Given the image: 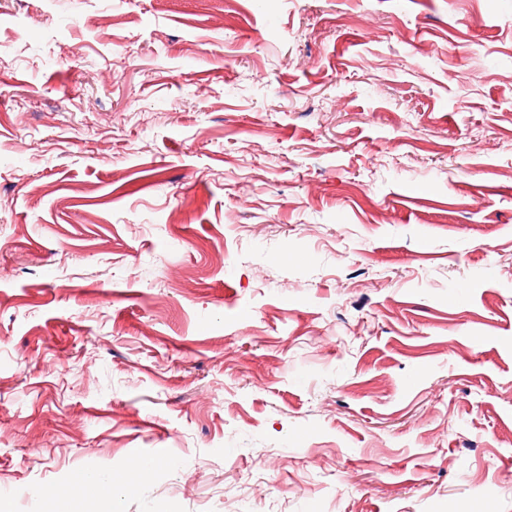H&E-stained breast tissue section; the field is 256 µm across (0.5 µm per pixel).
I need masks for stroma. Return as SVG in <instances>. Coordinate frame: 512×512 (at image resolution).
<instances>
[{"instance_id":"obj_1","label":"stroma","mask_w":512,"mask_h":512,"mask_svg":"<svg viewBox=\"0 0 512 512\" xmlns=\"http://www.w3.org/2000/svg\"><path fill=\"white\" fill-rule=\"evenodd\" d=\"M512 512V0H0V502ZM41 496L48 506L56 512L75 511V504L82 499L102 496L101 494L85 491L74 483L55 486L48 491H42Z\"/></svg>"}]
</instances>
